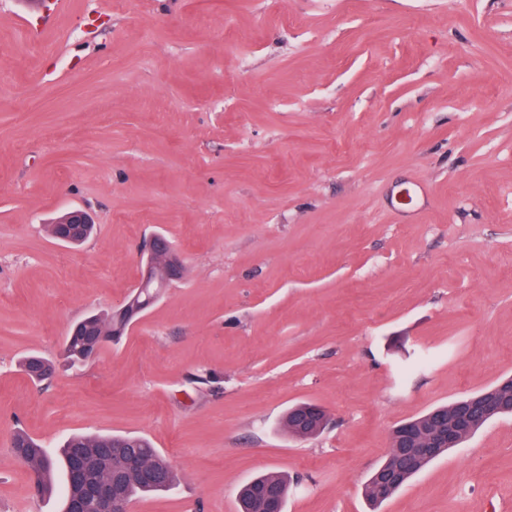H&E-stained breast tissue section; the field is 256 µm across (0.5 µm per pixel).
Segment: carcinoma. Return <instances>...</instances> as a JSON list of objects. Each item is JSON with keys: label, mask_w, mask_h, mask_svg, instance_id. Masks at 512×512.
Listing matches in <instances>:
<instances>
[{"label": "carcinoma", "mask_w": 512, "mask_h": 512, "mask_svg": "<svg viewBox=\"0 0 512 512\" xmlns=\"http://www.w3.org/2000/svg\"><path fill=\"white\" fill-rule=\"evenodd\" d=\"M90 332L102 333L107 338L120 336L128 328V324L110 314H90L81 320ZM97 353L95 345L89 343L87 336H65L64 354L71 363L83 362ZM23 371L32 379H45L52 373L54 363L39 355H29L21 361ZM491 393L504 402L512 399V382L505 383L497 380L484 390L457 399L456 401L433 408L432 410L414 417L409 423L422 431H432L439 427L454 430L452 446L435 448L430 452H418L409 463L403 462L398 448L399 426H394L390 434L391 447L383 462L369 475L363 486L366 499L378 506L393 496L403 485L415 475L423 471L429 464L447 453L450 448L457 447L467 438L483 428L494 414L479 413L469 424L460 427L455 421L458 405L462 402H479L482 397ZM312 409V404L305 408L295 406L288 409L282 426L291 436L299 438L310 437L321 430L320 424L312 422L303 431L297 429V416L303 410ZM83 451L89 477L93 481L109 480L117 476V490L126 501L131 502L138 496L164 492L171 489L178 480L177 474L168 459L155 448L153 442L140 435H86L74 434L69 436L61 448L52 453L38 440L23 431L15 434L13 452L17 458L26 463L35 478V488L38 496L51 494L55 489L54 477L57 471L64 474V506L63 512H69L72 501L83 494L84 489L71 483L69 470L73 450ZM151 468L162 476L159 482H149L141 477V471ZM260 485H270L276 488L281 504H286L290 491L288 476L280 472L263 473L245 484L238 492L239 512H263L262 503L256 498L254 489Z\"/></svg>", "instance_id": "cac0c4a2"}]
</instances>
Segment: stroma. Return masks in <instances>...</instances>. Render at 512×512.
I'll return each instance as SVG.
<instances>
[{
	"label": "stroma",
	"instance_id": "stroma-1",
	"mask_svg": "<svg viewBox=\"0 0 512 512\" xmlns=\"http://www.w3.org/2000/svg\"><path fill=\"white\" fill-rule=\"evenodd\" d=\"M58 2L0 0V512L59 509L19 430L149 437L180 481L130 512H237L267 471L285 512L512 505V417L362 491L395 425L512 376V0ZM71 205L77 248L44 231ZM155 233L185 277L69 366ZM300 402L318 436L279 429ZM92 336H72L71 332L65 336L64 354L70 363L83 362L97 353L95 345L89 343ZM23 371L32 379L42 381L54 370V363L39 355H29L21 361ZM40 377V378H38ZM260 485H270L276 488L281 500L282 512L288 499L290 481L288 476L280 472L263 473L245 484L238 492L239 512H264L262 503L256 498L254 489ZM265 495L270 502L268 512H280L279 499L275 492L267 489Z\"/></svg>",
	"mask_w": 512,
	"mask_h": 512
}]
</instances>
